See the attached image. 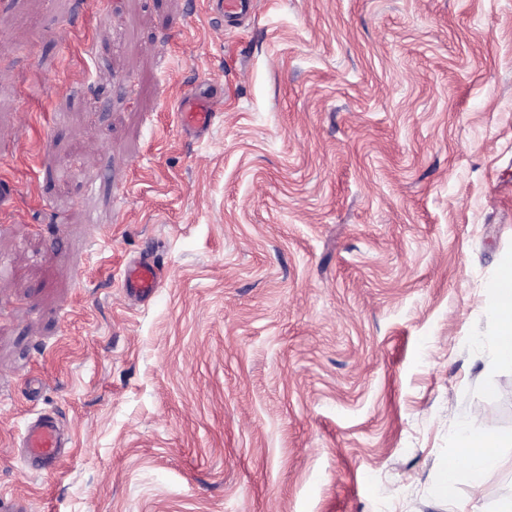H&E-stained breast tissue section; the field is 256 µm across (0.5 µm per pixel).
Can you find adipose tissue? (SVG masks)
Wrapping results in <instances>:
<instances>
[{
    "label": "adipose tissue",
    "instance_id": "adipose-tissue-1",
    "mask_svg": "<svg viewBox=\"0 0 512 512\" xmlns=\"http://www.w3.org/2000/svg\"><path fill=\"white\" fill-rule=\"evenodd\" d=\"M484 301L496 321V332L490 342L493 356L496 361L512 363V254L502 257L497 277L486 286ZM455 444L456 455L449 460L436 490L445 492L461 474H468L470 512H480L487 488L502 473L504 461L500 450L512 446V433L489 434L465 419L457 426Z\"/></svg>",
    "mask_w": 512,
    "mask_h": 512
}]
</instances>
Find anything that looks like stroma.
Segmentation results:
<instances>
[{"instance_id": "stroma-1", "label": "stroma", "mask_w": 512, "mask_h": 512, "mask_svg": "<svg viewBox=\"0 0 512 512\" xmlns=\"http://www.w3.org/2000/svg\"><path fill=\"white\" fill-rule=\"evenodd\" d=\"M221 115L183 134L179 102ZM0 498L461 512L512 431V0H0ZM159 288L126 297L127 261ZM55 416V466L22 456ZM485 288L483 302L491 307L496 321L490 342L494 359L512 363V254L502 257L497 277ZM454 438L456 455L448 461L436 490L439 493L448 491V486L466 472L470 477L467 497L471 510L461 512H484L479 510V503L487 488L496 483L502 473L504 461L500 448L512 446V433L489 434L464 419L458 424Z\"/></svg>"}]
</instances>
